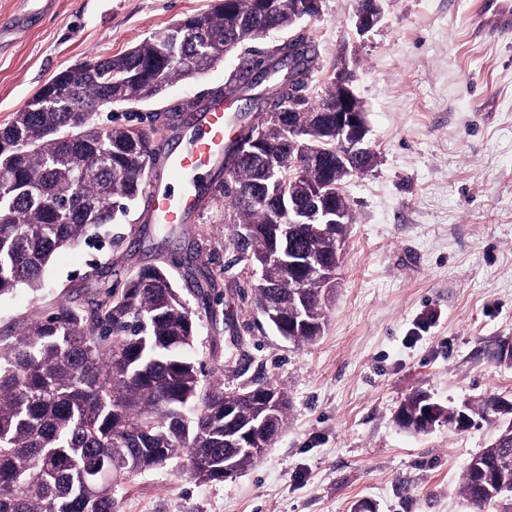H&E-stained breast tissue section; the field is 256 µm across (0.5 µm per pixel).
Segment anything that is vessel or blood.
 <instances>
[{
    "instance_id": "obj_1",
    "label": "vessel or blood",
    "mask_w": 512,
    "mask_h": 512,
    "mask_svg": "<svg viewBox=\"0 0 512 512\" xmlns=\"http://www.w3.org/2000/svg\"><path fill=\"white\" fill-rule=\"evenodd\" d=\"M200 123L203 132L192 146L165 157L163 176L152 177L146 184L151 212L161 223L176 227L188 222L197 207L198 190L187 182V175L220 163L225 147L238 134L239 120L227 112L220 95L208 98Z\"/></svg>"
}]
</instances>
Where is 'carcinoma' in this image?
Returning <instances> with one entry per match:
<instances>
[{
    "label": "carcinoma",
    "instance_id": "carcinoma-1",
    "mask_svg": "<svg viewBox=\"0 0 512 512\" xmlns=\"http://www.w3.org/2000/svg\"><path fill=\"white\" fill-rule=\"evenodd\" d=\"M300 21L264 0H220L215 12L188 16L167 28L178 49L198 58L189 68L170 63V44L149 35L133 48L79 65L72 85L50 106L32 99L0 129V297L25 286L36 292L59 251L125 217L145 194L155 165L158 128L142 122L100 128L95 108L152 99L173 82L193 78L224 60L234 37L247 45ZM288 50V84L279 86L266 120L239 130L224 151L229 181L225 223L233 264L254 283L242 292L259 312L270 308L289 341L310 344L325 326L326 292L334 286L353 214L343 185L368 171V153L354 173L336 170L335 84L310 101L305 95L318 66L310 38L300 34L272 48ZM254 60L225 83H249ZM296 130H288V113ZM339 207L344 223L321 233L295 224L288 202ZM238 224L253 226L236 237ZM195 315L166 262L142 267L122 285L106 288L82 308L61 301L20 330L0 333V512H117L118 489L132 475L185 458L195 480H224V455L243 472L272 447L285 425L288 393L280 399L240 398L223 382H206L192 356ZM488 394L471 417H507ZM238 403L255 425L252 448L226 447L224 403ZM502 467L501 483L485 487L478 467ZM464 499L476 512L512 509V422L472 456L461 475Z\"/></svg>",
    "mask_w": 512,
    "mask_h": 512
}]
</instances>
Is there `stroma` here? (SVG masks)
<instances>
[{
    "label": "stroma",
    "instance_id": "stroma-1",
    "mask_svg": "<svg viewBox=\"0 0 512 512\" xmlns=\"http://www.w3.org/2000/svg\"><path fill=\"white\" fill-rule=\"evenodd\" d=\"M215 0H48L26 17L22 0H0V127L59 72L126 51L150 32L211 12ZM381 20L356 27V0H320L297 32L320 69L315 97L341 71L352 75L367 124L372 169L346 194L354 215L336 272L323 335L297 346L275 332L228 269L224 182L215 167L197 215L162 237L143 204L98 237L59 252L39 292L0 298V331L84 304L126 274L170 260L197 316L194 358L206 379L229 388L271 382L291 401L288 420L257 464L201 483L185 460L129 479L118 512H472L460 489L471 455L497 436V418L465 430L439 423L415 434L395 413L417 391L444 408L483 395H512V364L490 353L512 341V0H380ZM242 63L238 54L204 75L175 81L155 100L98 110L95 123L152 116L153 148H187L206 102ZM219 288L195 296L196 270Z\"/></svg>",
    "mask_w": 512,
    "mask_h": 512
}]
</instances>
